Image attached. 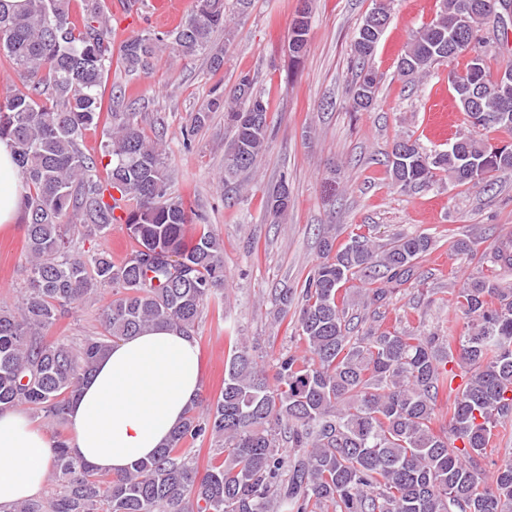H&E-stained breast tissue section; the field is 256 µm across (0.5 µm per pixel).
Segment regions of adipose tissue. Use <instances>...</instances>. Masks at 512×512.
Here are the masks:
<instances>
[{
  "label": "adipose tissue",
  "mask_w": 512,
  "mask_h": 512,
  "mask_svg": "<svg viewBox=\"0 0 512 512\" xmlns=\"http://www.w3.org/2000/svg\"><path fill=\"white\" fill-rule=\"evenodd\" d=\"M26 187L14 147L0 140V232L14 230ZM202 386L194 337L160 325L113 341L68 413L73 455L111 475L153 456L197 401ZM54 450L25 407L0 413V505L38 496Z\"/></svg>",
  "instance_id": "obj_1"
}]
</instances>
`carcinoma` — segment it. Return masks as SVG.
<instances>
[{"instance_id":"obj_1","label":"carcinoma","mask_w":512,"mask_h":512,"mask_svg":"<svg viewBox=\"0 0 512 512\" xmlns=\"http://www.w3.org/2000/svg\"><path fill=\"white\" fill-rule=\"evenodd\" d=\"M497 13L512 0H441L417 29L400 60L411 80L467 57L448 70V83L472 131L446 149L409 146L405 162H389L403 191L428 188L441 175L453 185L477 186L512 169V142L492 145L480 131L512 133V66L504 87L490 74L494 55L482 32L483 10ZM227 0H193L172 30L142 32L112 53V27L100 0H84L82 23L71 0H25L14 11L0 0V54L12 71L0 91V139L12 142L17 175L28 186L22 228L26 288L13 306H0V411L25 405L52 428L51 464L57 489L0 512H512V457L487 474L488 447L500 423L512 419V286L474 276L456 295L465 331L455 334L383 329L369 308L413 276L415 261L433 248L426 234L406 233L379 250L365 235L336 247V225L323 232V261L308 276L296 332L309 357L284 354L269 369L246 343L232 346L224 388L201 408L192 406L164 447L130 470L111 476L69 450L67 412L83 383L115 340L160 323L193 334L210 302L224 300V244L210 230L184 244L188 225L205 217L171 191L159 141L140 127L125 93L108 73L147 75L166 48L182 59L208 56L224 67L213 34L226 29ZM311 13L289 27L296 63L308 45ZM354 111L375 101L378 77L366 66L372 52L352 47ZM224 110L232 133L225 143V187L255 168L267 150L269 106L249 75L230 95L216 85L197 111ZM103 127L100 165L81 149L86 131ZM102 167L104 175L97 174ZM128 201L114 215L112 191ZM288 185L267 196L273 223L288 213ZM123 224L135 246L116 263L105 251L74 250V238L105 236ZM492 259L512 271V241ZM358 273L370 287L343 286ZM96 293L112 300L100 310L102 333L79 342L53 338L57 317ZM364 314H348L353 308ZM463 385L455 388L456 379ZM214 445L201 472L189 446ZM286 441L293 453L282 454Z\"/></svg>"}]
</instances>
